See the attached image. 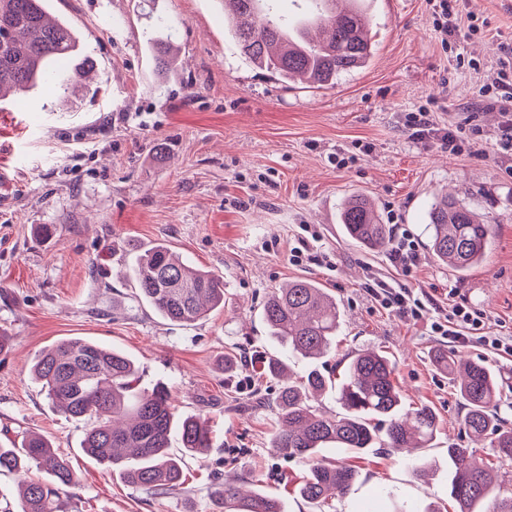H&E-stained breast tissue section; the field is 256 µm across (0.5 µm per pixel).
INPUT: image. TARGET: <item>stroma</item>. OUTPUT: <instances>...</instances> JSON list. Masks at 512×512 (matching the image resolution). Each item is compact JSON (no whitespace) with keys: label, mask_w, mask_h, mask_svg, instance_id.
<instances>
[{"label":"stroma","mask_w":512,"mask_h":512,"mask_svg":"<svg viewBox=\"0 0 512 512\" xmlns=\"http://www.w3.org/2000/svg\"><path fill=\"white\" fill-rule=\"evenodd\" d=\"M45 7L75 31L95 71L65 91L31 90L27 112L0 100V334L13 339L0 353V446L33 430L68 455L79 475L68 512H213L210 492L225 480L276 495L285 512H314L299 495L306 465L271 446L279 385L254 357L265 350L290 373L314 365L339 378L351 356L374 348L393 361L405 404L432 407L439 427L413 465L383 448L322 449V462L357 472L333 512H360L370 498L387 512H455L452 448H474L498 486L512 489V464L475 447L464 406L434 361L448 350L510 370L512 355L475 337L436 336L427 321L384 310L367 291L376 278L413 289L441 314L478 309L488 335L512 338V167L486 154L499 112L472 104L512 42V0H464L484 25L447 45L428 0H372L371 61L327 89L250 65L222 0ZM164 25L179 56L161 71L150 39ZM421 108L457 130L460 153L408 138L405 117ZM340 152L353 158L347 167L331 160ZM445 192L494 226L483 262L462 275L428 248L427 212ZM358 194L374 200L393 234L418 243L422 260L411 272L344 235L338 213ZM313 229L329 266L291 261ZM156 243L222 275L223 308L180 325L137 299L131 270ZM295 279L316 281L340 308L333 347L314 364L286 355L261 316L271 293ZM75 338L126 353L142 387H170L177 414L211 418L213 446L184 458L181 492L148 494L88 457L84 423L49 404L30 368L42 350ZM228 354L237 359L232 373Z\"/></svg>","instance_id":"stroma-1"}]
</instances>
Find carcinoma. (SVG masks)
Returning <instances> with one entry per match:
<instances>
[{
  "label": "carcinoma",
  "instance_id": "obj_1",
  "mask_svg": "<svg viewBox=\"0 0 512 512\" xmlns=\"http://www.w3.org/2000/svg\"><path fill=\"white\" fill-rule=\"evenodd\" d=\"M254 2L224 0V16L249 62L285 82L296 77L313 88L332 87L339 75L365 66L373 54L366 34L369 16L356 0L345 9L339 8L341 0H323L328 7L318 20L296 26L293 37L255 13ZM75 47L71 28L49 18L45 0H0V96L27 91L39 82L51 87L64 79L88 77L95 69L88 58L66 70L50 67L57 56H72ZM176 53L172 40L156 42V65L168 67ZM340 220L347 236L361 246L383 252L391 244L389 225L381 223L366 196L349 197ZM428 220L429 247L438 261L464 273L484 260L493 225L476 220L462 200L438 198ZM133 281L139 299L173 323L191 324L224 306V279L180 262L165 244L139 256ZM262 314L273 342L309 359L328 352L340 318L337 303L307 279L273 292ZM435 359L453 380L470 436L490 438L498 462L511 464L512 424L499 414L498 369L484 361L461 363L454 353L439 352ZM32 372L55 407L84 422V453L150 494L180 490L183 456H203L211 448L208 419L176 416L171 391L163 384L139 388L135 363L119 351L70 339L42 352ZM333 389L340 406L336 414L321 407ZM277 408L272 447L308 466L299 495L319 510L328 499L347 494L355 480V470L319 461L320 449L361 453L386 448L407 460L433 440L439 425L430 406L404 404L393 363L376 350L356 353L337 386L315 367L299 380H288L279 388ZM175 428L180 455L170 450ZM472 456L468 448L448 449L449 494L456 512H512V492L495 490L492 470L476 465ZM32 467L42 478H30ZM2 471L24 476L20 501L4 512H65L70 490L79 485L69 457L37 433L22 436L17 448L0 447ZM213 499L215 512H283L277 497L233 482L219 484Z\"/></svg>",
  "mask_w": 512,
  "mask_h": 512
}]
</instances>
